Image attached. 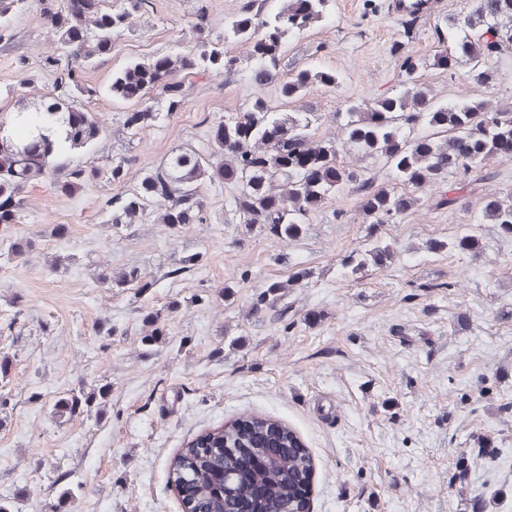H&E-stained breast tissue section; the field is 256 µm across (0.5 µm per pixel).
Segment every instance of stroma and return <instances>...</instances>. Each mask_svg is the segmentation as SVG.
Masks as SVG:
<instances>
[{"instance_id":"1","label":"stroma","mask_w":512,"mask_h":512,"mask_svg":"<svg viewBox=\"0 0 512 512\" xmlns=\"http://www.w3.org/2000/svg\"><path fill=\"white\" fill-rule=\"evenodd\" d=\"M244 0H153L134 16L111 58L73 69L42 23L39 0L14 15L16 46L0 48V113L49 103L66 74L99 93L90 104L102 127L79 163L131 159L121 184L99 179L58 195L50 179L29 183L14 223L0 224V502L12 512H182L168 483L173 456L196 435L252 412L294 429L314 476L309 512H512V238L479 221L482 196L512 188V157L488 161L494 183L439 198L422 188L418 207L370 228L363 196L347 189L285 240L224 221L231 185L203 182V223L116 227L105 201L131 193L169 153L197 145L210 127L257 95L279 104L275 85L249 73L192 80L181 111L129 134L126 103L107 93L113 70L169 50L194 49L195 12L206 6L211 36ZM417 17L393 0H330L325 16L289 37V66L336 70L338 89L312 88L318 135L337 134L345 102L398 86L400 56L423 63L436 100L464 96L512 102V63L493 85L433 67L437 28L473 0H427ZM58 60L55 69L46 59ZM396 257L357 275L341 261L366 249L370 231ZM469 235L476 251L427 250ZM35 239L27 254L17 243ZM198 265L185 267L186 257ZM137 268L146 287H106L103 274ZM299 281L282 319L262 302L274 281ZM163 331L143 343L147 318ZM111 335H104V328ZM108 386L104 403L69 412L73 390Z\"/></svg>"}]
</instances>
